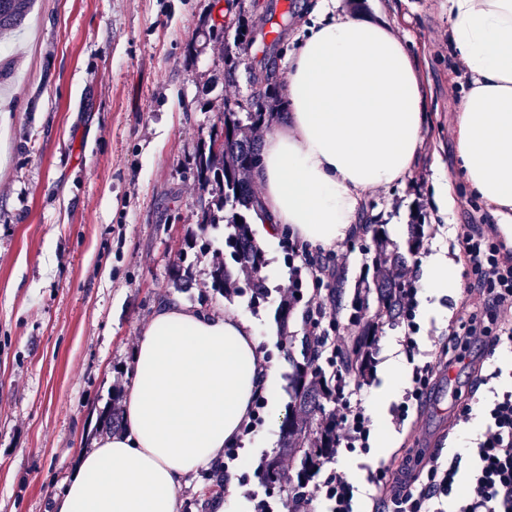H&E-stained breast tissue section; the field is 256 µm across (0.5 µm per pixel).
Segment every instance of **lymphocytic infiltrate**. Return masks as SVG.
<instances>
[{"label":"lymphocytic infiltrate","mask_w":512,"mask_h":512,"mask_svg":"<svg viewBox=\"0 0 512 512\" xmlns=\"http://www.w3.org/2000/svg\"><path fill=\"white\" fill-rule=\"evenodd\" d=\"M461 251L469 266L465 316L452 331L451 343L439 346L432 360L417 364L413 386L391 414L404 424L411 406L422 405L441 372L468 363L481 384H488L484 365L495 351L512 346V250L495 233L463 227L458 234ZM418 289L414 277H404L397 296L401 320L407 329L400 344L413 359L418 348L416 322ZM380 336L369 337L360 349V379L346 373L334 377V423L336 447L349 452L369 448L372 421L354 397L362 380L372 379ZM485 425L475 448L469 493L457 503L456 512H512V391L494 394L484 408ZM460 457L441 461L438 454L404 460L401 468L389 466L369 472L367 482L375 493L373 512H447L448 499L459 479ZM358 492L345 471L330 470L324 480L302 483L292 498L291 512H312L315 502L328 501L330 512H355Z\"/></svg>","instance_id":"obj_1"}]
</instances>
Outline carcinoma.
Instances as JSON below:
<instances>
[{
    "mask_svg": "<svg viewBox=\"0 0 512 512\" xmlns=\"http://www.w3.org/2000/svg\"><path fill=\"white\" fill-rule=\"evenodd\" d=\"M34 0H0V39L10 35L28 14ZM274 94L273 87L255 92L252 106L254 110L240 117L232 107L224 106L220 123L210 127L207 140L194 156V167L198 184L206 189L215 187L214 195L201 200L198 213V227L204 231L210 224H224L228 230L225 245L230 249L232 264L217 262L213 264L210 277L211 287L218 293H224L230 285L234 267L250 270L249 290L251 299L259 301L268 295L265 277L261 274L263 266L262 252L255 242L250 224L243 211L250 209L254 196L245 173L256 168L259 149L243 127V120L253 125L261 124L273 113L267 109V100ZM408 252L388 248L381 232H376L378 249L375 262L391 265L395 276L382 275L374 280V287H361L352 300V312L349 325L357 329V339L375 332L374 319L367 316L370 301L376 302V315L394 318L397 315L396 298L401 287L400 277L407 265L408 255L417 252L423 235L421 225H411ZM194 260L183 252L171 267L173 286L179 290L192 284ZM296 295L278 306V318L282 327L285 343H293L294 336L288 334V317L295 305L301 301L302 285L295 288ZM302 360L295 363L293 376L294 408L297 416L288 420L283 427V448H291L300 454V467L296 472L285 470L279 464V458L273 457L261 479L284 491L293 489L297 482L310 477L320 457H329L336 448V442L328 434L332 414L326 409L325 402L330 398L329 387L335 373H326L322 367V348L317 338L305 335L301 338ZM99 425L105 431H113L123 426L119 408L110 405L100 415Z\"/></svg>",
    "mask_w": 512,
    "mask_h": 512,
    "instance_id": "cac0c4a2",
    "label": "carcinoma"
}]
</instances>
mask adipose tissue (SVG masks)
Segmentation results:
<instances>
[{"mask_svg":"<svg viewBox=\"0 0 512 512\" xmlns=\"http://www.w3.org/2000/svg\"><path fill=\"white\" fill-rule=\"evenodd\" d=\"M288 54V103L254 177L264 240L335 250L363 192L403 179L425 123L406 46L387 23L319 0ZM471 89L457 116L460 174L512 226V0H448ZM247 317L174 300L156 305L135 353L122 432L79 456L53 512H177L188 476L237 443L258 392L280 408V369Z\"/></svg>","mask_w":512,"mask_h":512,"instance_id":"adipose-tissue-1","label":"adipose tissue"}]
</instances>
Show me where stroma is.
I'll return each mask as SVG.
<instances>
[{
  "mask_svg": "<svg viewBox=\"0 0 512 512\" xmlns=\"http://www.w3.org/2000/svg\"><path fill=\"white\" fill-rule=\"evenodd\" d=\"M316 0H37L5 47L14 79L0 93V512H52L79 453L97 436L100 412L130 383L135 349L165 297L221 307L250 318L258 337L277 334L275 315L292 266L305 298L326 296L303 258L289 260L288 238L263 245L268 298L253 304L247 278L219 294L209 270L225 259L227 230H199L201 191L193 157L225 103L247 105L253 81L272 73L274 114L288 101L285 56ZM338 11L387 22L409 47L426 94L423 147L402 182L365 192L361 221L381 225L405 247L410 225L424 227L417 268L445 252L459 275L467 267L457 227L479 223L489 205L459 179L454 160L456 109L471 87L448 40V0H337ZM224 23L223 41L209 35ZM249 46L232 78L224 57L238 23ZM445 176L455 198L447 219L433 201ZM198 262L190 289L174 288L169 269L180 253ZM374 242L360 232L313 259L337 267L347 294L373 281ZM462 294L433 297L417 321L420 360L462 317ZM377 370L358 398L374 420L367 454L348 455L351 480L411 454L460 451L464 432L453 410L427 404L415 431L396 426L390 408L403 389ZM245 437L239 472L255 475L278 454L282 424L270 409ZM207 468L190 475L179 512H207L203 495L220 493L232 512H253L237 481L220 490Z\"/></svg>",
  "mask_w": 512,
  "mask_h": 512,
  "instance_id": "obj_1",
  "label": "stroma"
}]
</instances>
